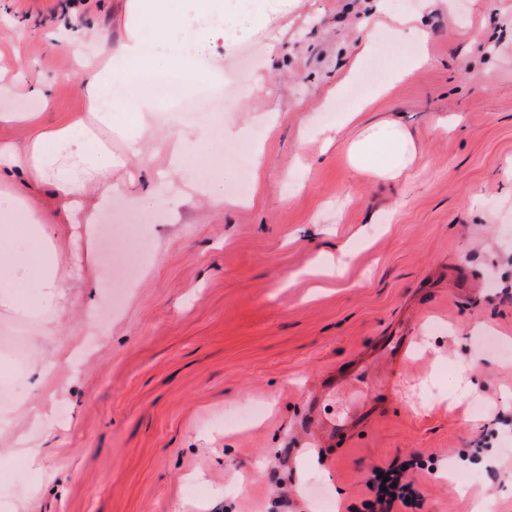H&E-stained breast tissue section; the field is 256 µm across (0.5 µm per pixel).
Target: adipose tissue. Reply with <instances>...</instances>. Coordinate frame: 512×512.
Returning a JSON list of instances; mask_svg holds the SVG:
<instances>
[{"label": "adipose tissue", "instance_id": "1", "mask_svg": "<svg viewBox=\"0 0 512 512\" xmlns=\"http://www.w3.org/2000/svg\"><path fill=\"white\" fill-rule=\"evenodd\" d=\"M227 29L224 0H128L119 52L100 46L78 57L84 117L45 124L42 111L51 100L39 87L30 95L40 110L0 109V127L30 129L25 141L0 140V310L50 324L72 305L69 280L80 261L63 257L57 226L77 225L85 242L93 243L100 213L121 190L112 181L117 163L112 133L120 131L130 153H142L156 110V99L144 92L141 78L178 76L190 87L214 77L219 66L209 47L224 39ZM117 110L124 120L116 128L112 114ZM165 148L171 171L179 172L188 161L201 166L202 155H216L220 145L200 125L180 131ZM350 154L356 169L391 179L401 178L416 157L408 133L393 121L354 142ZM45 185L55 189L48 207L36 198ZM193 195L223 204V171L187 188L170 183V218H177Z\"/></svg>", "mask_w": 512, "mask_h": 512}]
</instances>
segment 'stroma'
Returning <instances> with one entry per match:
<instances>
[{
  "label": "stroma",
  "mask_w": 512,
  "mask_h": 512,
  "mask_svg": "<svg viewBox=\"0 0 512 512\" xmlns=\"http://www.w3.org/2000/svg\"><path fill=\"white\" fill-rule=\"evenodd\" d=\"M127 0H86L78 16L60 0H0V68L12 95L0 108L38 109L45 123L85 111L74 45L77 29L109 47L124 37ZM366 0H292L279 39L246 29L217 43L222 73L240 83L265 75L259 92L164 102L156 132L206 123L222 149L227 206L195 198L179 223L164 200L132 211L158 180L151 151H112L126 182L101 212L93 274L74 283V305L55 321L0 312L30 350L0 351V385L21 394L38 356L80 342L76 379L34 393L40 426L0 417V512H363L376 466L419 454L425 512H512V0H424L369 18ZM422 15L428 55L395 82L418 48L392 38L394 20ZM370 20L375 49L344 94L367 107L355 120L327 91L359 50ZM383 96H376L380 86ZM447 118L446 132L432 129ZM394 119L416 159L392 182L357 173L352 141ZM228 126L243 134L225 135ZM149 238L152 249L109 313L112 252ZM406 337L407 358L382 355ZM470 395L449 406L460 371ZM264 404L248 425H223L226 410ZM353 421L327 440L305 422ZM43 449L36 471L6 455L18 436ZM484 473L466 486L453 472Z\"/></svg>",
  "instance_id": "obj_1"
}]
</instances>
